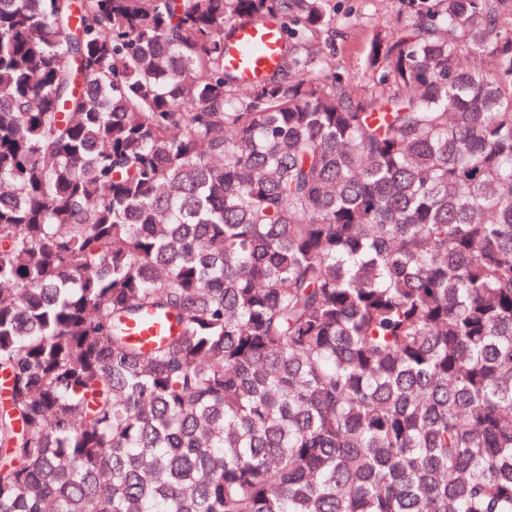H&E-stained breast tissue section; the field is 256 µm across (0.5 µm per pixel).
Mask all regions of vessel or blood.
I'll use <instances>...</instances> for the list:
<instances>
[{
  "label": "vessel or blood",
  "mask_w": 512,
  "mask_h": 512,
  "mask_svg": "<svg viewBox=\"0 0 512 512\" xmlns=\"http://www.w3.org/2000/svg\"><path fill=\"white\" fill-rule=\"evenodd\" d=\"M283 34L279 22H235L224 48V66L246 86L257 83L280 62Z\"/></svg>",
  "instance_id": "b4317fda"
}]
</instances>
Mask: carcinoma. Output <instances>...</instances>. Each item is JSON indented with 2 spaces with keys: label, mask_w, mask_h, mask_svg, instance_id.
Segmentation results:
<instances>
[{
  "label": "carcinoma",
  "mask_w": 512,
  "mask_h": 512,
  "mask_svg": "<svg viewBox=\"0 0 512 512\" xmlns=\"http://www.w3.org/2000/svg\"><path fill=\"white\" fill-rule=\"evenodd\" d=\"M331 2L0 0V512H512V9ZM336 25L319 33L316 46L335 58L337 72L355 97L369 94L373 78L365 67L379 28L396 29L408 16L402 0H335ZM232 27L233 34L224 48V66L243 85L251 86L278 66L282 30L277 21L256 25L241 20Z\"/></svg>",
  "instance_id": "1"
}]
</instances>
